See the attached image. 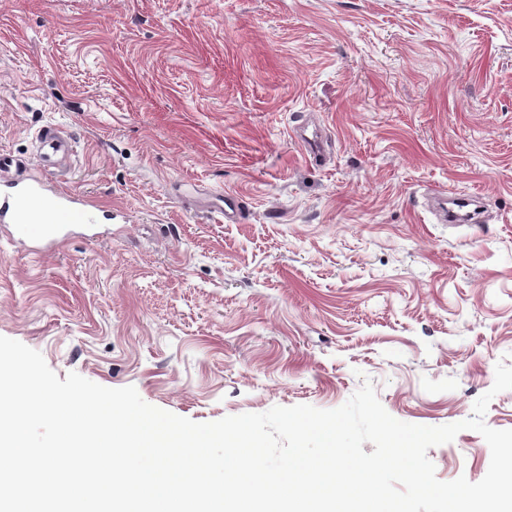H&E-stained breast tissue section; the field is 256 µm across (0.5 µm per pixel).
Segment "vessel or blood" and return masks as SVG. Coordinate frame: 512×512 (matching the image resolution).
<instances>
[{
  "label": "vessel or blood",
  "mask_w": 512,
  "mask_h": 512,
  "mask_svg": "<svg viewBox=\"0 0 512 512\" xmlns=\"http://www.w3.org/2000/svg\"><path fill=\"white\" fill-rule=\"evenodd\" d=\"M295 137L307 159L322 164L328 149V136L319 125H302ZM35 152L39 159L59 153L70 158L73 139L55 123L39 127L35 133ZM12 164L0 157V225L9 236L25 245L29 251L42 255L55 249L73 227L92 228L96 215L92 205L79 197L52 192L44 182L13 174ZM434 215L438 221L451 224H470L475 219L471 193L435 192Z\"/></svg>",
  "instance_id": "vessel-or-blood-1"
}]
</instances>
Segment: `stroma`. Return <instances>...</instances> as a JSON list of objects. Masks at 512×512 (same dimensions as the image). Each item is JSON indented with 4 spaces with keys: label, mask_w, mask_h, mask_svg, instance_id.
I'll use <instances>...</instances> for the list:
<instances>
[{
    "label": "stroma",
    "mask_w": 512,
    "mask_h": 512,
    "mask_svg": "<svg viewBox=\"0 0 512 512\" xmlns=\"http://www.w3.org/2000/svg\"><path fill=\"white\" fill-rule=\"evenodd\" d=\"M46 123L65 173L34 154ZM0 155L98 215L43 257L0 232V336L58 377L196 422L368 379L438 426L512 366V0H0ZM438 185L483 222L436 223ZM427 456L488 471L473 430ZM35 152L41 160L50 158L48 150L53 154L61 152L59 163L64 164L73 154V139L65 129L55 123H46L35 132ZM295 137L303 148L307 159L315 165H321L328 149V136L319 125H301L295 131Z\"/></svg>",
    "instance_id": "35a3bbf8"
}]
</instances>
